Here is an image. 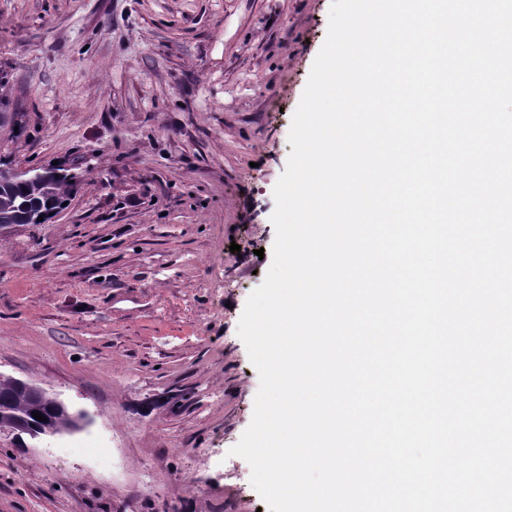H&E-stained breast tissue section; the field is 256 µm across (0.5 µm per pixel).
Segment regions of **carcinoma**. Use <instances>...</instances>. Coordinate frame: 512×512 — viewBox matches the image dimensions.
<instances>
[{
    "label": "carcinoma",
    "mask_w": 512,
    "mask_h": 512,
    "mask_svg": "<svg viewBox=\"0 0 512 512\" xmlns=\"http://www.w3.org/2000/svg\"><path fill=\"white\" fill-rule=\"evenodd\" d=\"M75 176L58 168H44L36 178L13 177L10 170L0 173V224H36L38 217L50 219L68 200ZM39 412L45 421L32 416ZM12 417L26 419L41 433L46 430L66 432L69 415L46 406L22 389L12 378L0 375V422Z\"/></svg>",
    "instance_id": "1"
}]
</instances>
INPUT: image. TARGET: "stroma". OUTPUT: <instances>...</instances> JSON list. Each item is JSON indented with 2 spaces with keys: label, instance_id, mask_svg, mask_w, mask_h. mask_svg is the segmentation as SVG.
<instances>
[{
  "label": "stroma",
  "instance_id": "35a3bbf8",
  "mask_svg": "<svg viewBox=\"0 0 512 512\" xmlns=\"http://www.w3.org/2000/svg\"><path fill=\"white\" fill-rule=\"evenodd\" d=\"M331 3L0 0V161L77 177L0 227V374L85 415L0 437V512H270L231 453L260 387L238 325Z\"/></svg>",
  "mask_w": 512,
  "mask_h": 512
}]
</instances>
